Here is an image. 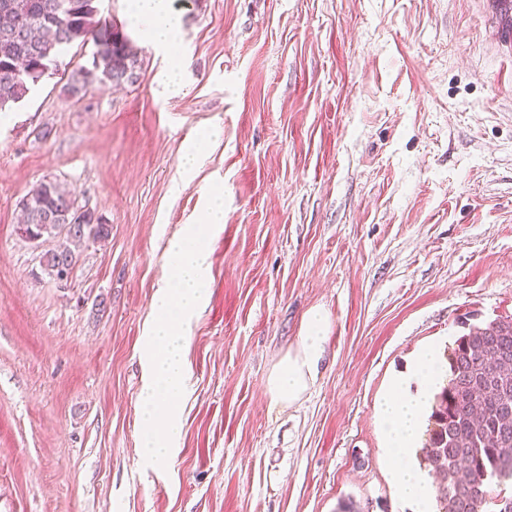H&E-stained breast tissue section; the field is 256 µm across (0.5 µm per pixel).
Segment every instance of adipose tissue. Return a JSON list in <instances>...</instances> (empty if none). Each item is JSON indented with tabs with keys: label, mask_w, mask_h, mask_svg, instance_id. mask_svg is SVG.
I'll return each instance as SVG.
<instances>
[{
	"label": "adipose tissue",
	"mask_w": 512,
	"mask_h": 512,
	"mask_svg": "<svg viewBox=\"0 0 512 512\" xmlns=\"http://www.w3.org/2000/svg\"><path fill=\"white\" fill-rule=\"evenodd\" d=\"M130 11L150 45L176 52L181 21L173 0H130ZM328 328V320L321 310L306 313L298 344L283 355L268 376V392L276 403L292 405L313 386ZM442 385V358L436 347L427 346L391 379L378 405L384 451L391 460L392 483L398 498L412 512H435L432 480L425 470L413 463L411 455L426 428L430 405Z\"/></svg>",
	"instance_id": "1"
}]
</instances>
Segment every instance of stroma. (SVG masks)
Masks as SVG:
<instances>
[{
    "label": "stroma",
    "mask_w": 512,
    "mask_h": 512,
    "mask_svg": "<svg viewBox=\"0 0 512 512\" xmlns=\"http://www.w3.org/2000/svg\"><path fill=\"white\" fill-rule=\"evenodd\" d=\"M176 57L128 0H99L135 83L59 75L0 113V512H410L378 401L425 345L512 315V60L476 0H175ZM182 71L162 94L158 73ZM215 134L193 177L179 158ZM46 178L112 233L69 281L18 231ZM226 196L191 391L166 466L142 460L140 347L166 249ZM330 328L315 384L267 376L307 311ZM213 134L214 132L211 129H202L190 140L179 162L184 172L188 173L194 169L201 151V145L207 143Z\"/></svg>",
    "instance_id": "stroma-1"
}]
</instances>
